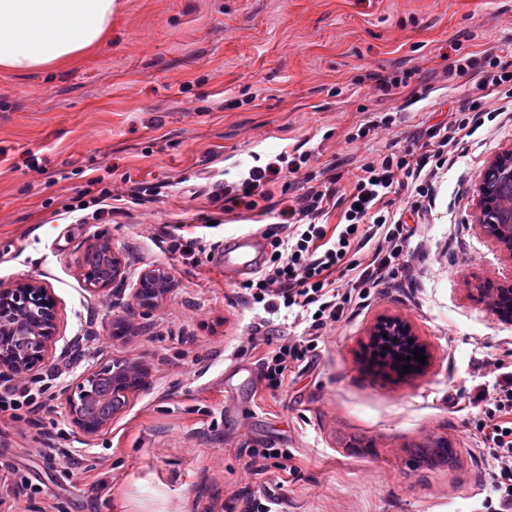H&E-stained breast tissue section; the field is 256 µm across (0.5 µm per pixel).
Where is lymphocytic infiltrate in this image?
Segmentation results:
<instances>
[{
    "label": "lymphocytic infiltrate",
    "mask_w": 512,
    "mask_h": 512,
    "mask_svg": "<svg viewBox=\"0 0 512 512\" xmlns=\"http://www.w3.org/2000/svg\"><path fill=\"white\" fill-rule=\"evenodd\" d=\"M473 75L471 90L479 97L502 90L512 107V63L486 52L458 58L448 77ZM482 113L459 112L453 121L426 127L423 139L401 153L391 152L359 167L349 188L335 181L292 196L280 211L281 237L268 260L244 288L248 300L267 308L299 309L318 332L343 320L352 299L366 300L371 291L392 279L412 234L390 210L391 197L406 191L411 210L431 200L433 180L448 162V146L466 144L482 124ZM310 159L308 152L281 154L277 160L251 167L238 181L219 183L233 206L253 211L270 196L277 179L296 178ZM338 207L335 228L321 224L329 207ZM345 277L339 288L337 277ZM472 404L479 412L477 429L492 459L493 500L488 512H512V374H495Z\"/></svg>",
    "instance_id": "1"
}]
</instances>
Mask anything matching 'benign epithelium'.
Instances as JSON below:
<instances>
[{"label": "benign epithelium", "instance_id": "1", "mask_svg": "<svg viewBox=\"0 0 512 512\" xmlns=\"http://www.w3.org/2000/svg\"><path fill=\"white\" fill-rule=\"evenodd\" d=\"M475 222L478 232L512 262V147L494 156L481 175L476 188ZM101 248L112 258V280L97 290L110 289L117 293V285L126 280L123 258L106 240L98 239L88 246L90 251ZM159 279L165 281L167 277L155 269L140 274L132 291L135 305L149 309L164 300L169 290L155 293L144 289V285ZM490 306L500 320L512 323V272L492 290ZM56 319V301L40 282L22 280L7 286L0 283V374L32 377L44 369L56 343ZM383 334L387 340L394 341V345L400 346V349L392 350L394 354L411 345L422 348L406 321L380 322L373 336ZM127 371L134 376L132 385L112 387V396L126 403L129 395L150 387L148 370L140 363L105 364L80 375L75 385L63 389L70 421L82 436L91 437L102 426L89 422L80 399L92 396L97 383Z\"/></svg>", "mask_w": 512, "mask_h": 512}]
</instances>
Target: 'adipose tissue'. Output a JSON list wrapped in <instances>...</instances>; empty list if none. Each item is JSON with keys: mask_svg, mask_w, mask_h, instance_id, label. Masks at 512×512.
Instances as JSON below:
<instances>
[{"mask_svg": "<svg viewBox=\"0 0 512 512\" xmlns=\"http://www.w3.org/2000/svg\"><path fill=\"white\" fill-rule=\"evenodd\" d=\"M115 0H0V68L44 69L101 42Z\"/></svg>", "mask_w": 512, "mask_h": 512, "instance_id": "ef3b65f1", "label": "adipose tissue"}]
</instances>
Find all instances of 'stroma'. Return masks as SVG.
<instances>
[{
    "label": "stroma",
    "instance_id": "35a3bbf8",
    "mask_svg": "<svg viewBox=\"0 0 512 512\" xmlns=\"http://www.w3.org/2000/svg\"><path fill=\"white\" fill-rule=\"evenodd\" d=\"M117 2L107 39L78 60L0 69V283L41 281L59 317L31 379L41 411L28 425L0 421V512L16 501L25 512H245L254 500L276 512H484L492 464L471 400L490 381L482 362L512 371V325L480 288L512 263L476 229L475 192L512 126L485 121L454 153L430 208L406 216L407 270L350 303L278 388L262 359L307 338V324L246 305L244 276L221 258L225 240L266 234L278 213L223 212L212 192L299 147L316 187L348 185L357 166L409 148L470 101V78L445 75L456 56L512 54V0ZM406 71L408 87L379 94L376 75ZM365 125L378 135L357 140ZM134 182L161 192L108 224L59 217L73 198ZM173 224L195 227L196 264L168 251ZM99 237L123 257L128 291L158 269L172 280L166 298L144 310L128 292L85 288L84 251ZM383 318L408 321L427 346L421 372L367 366ZM111 361L144 364L151 386L80 436L61 392ZM440 444L452 459L424 456Z\"/></svg>",
    "mask_w": 512,
    "mask_h": 512
}]
</instances>
